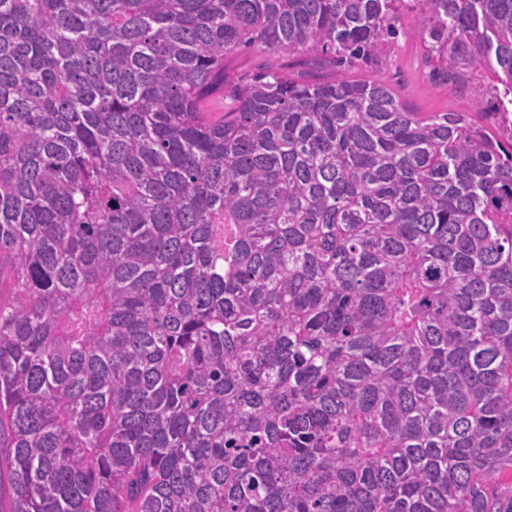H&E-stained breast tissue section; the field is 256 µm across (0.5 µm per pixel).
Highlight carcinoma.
<instances>
[{"label":"carcinoma","instance_id":"obj_1","mask_svg":"<svg viewBox=\"0 0 512 512\" xmlns=\"http://www.w3.org/2000/svg\"><path fill=\"white\" fill-rule=\"evenodd\" d=\"M397 0H0V512H512V143L353 67ZM512 97V0H419ZM303 59L312 60V57L307 56L306 54L295 55L287 58H274L269 57L265 53L262 52L260 48L251 47L244 48L238 54L232 56L231 58L226 60V68L225 71L229 75L230 78L235 77L238 74L251 72L254 73L258 71V68L261 64L268 63L273 66L284 65V64H296Z\"/></svg>","mask_w":512,"mask_h":512}]
</instances>
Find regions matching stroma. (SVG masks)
Segmentation results:
<instances>
[{"mask_svg":"<svg viewBox=\"0 0 512 512\" xmlns=\"http://www.w3.org/2000/svg\"><path fill=\"white\" fill-rule=\"evenodd\" d=\"M397 8L399 32L396 39L384 44L373 62L351 68V75L387 83L413 111L466 112L490 134L502 136L497 121L483 113L479 103L480 97L492 95L493 82L488 74L479 75L477 88L464 91L435 83L426 61L416 0H399Z\"/></svg>","mask_w":512,"mask_h":512,"instance_id":"35a3bbf8","label":"stroma"}]
</instances>
